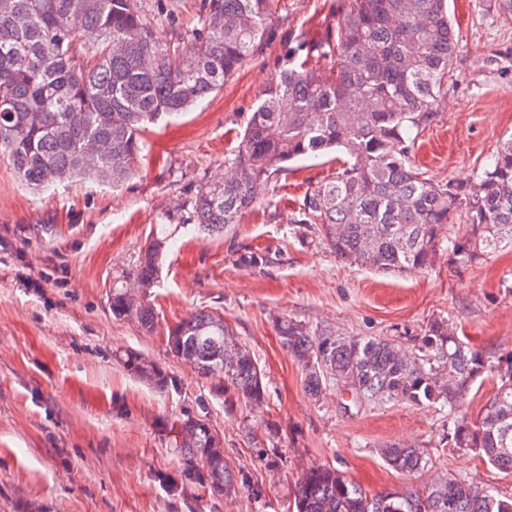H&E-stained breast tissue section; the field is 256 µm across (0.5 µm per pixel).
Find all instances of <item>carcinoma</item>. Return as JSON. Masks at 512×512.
I'll use <instances>...</instances> for the list:
<instances>
[{
    "mask_svg": "<svg viewBox=\"0 0 512 512\" xmlns=\"http://www.w3.org/2000/svg\"><path fill=\"white\" fill-rule=\"evenodd\" d=\"M272 0H205L193 48L157 36L158 17L141 0H0V159L35 190L60 185L59 175L120 186L135 171L149 126L177 117L223 89L269 34ZM459 51L448 0H344L336 28L301 41L288 68L274 74L224 178L204 183L192 202V224L222 233L260 197L270 177L299 158L342 151L331 179L306 193L298 223L316 228L343 263L385 273L432 267L448 230V260L457 269L482 263L512 244V136L465 182L416 168L417 136L436 121ZM465 232L453 233L457 221ZM167 239L141 250L133 295L112 291V313L156 329L148 299ZM283 347L301 365L308 394L330 384L351 404L405 403L448 411L452 445L512 470V356L492 363L437 319L412 347L396 339L342 336L292 319L276 322ZM167 350L193 360L198 376L218 381L224 407L264 405L263 374L224 316L200 310L167 328ZM133 376L165 388L158 363L117 355ZM490 374L493 396L474 418L461 414L477 378ZM197 417L166 425L167 445L181 461L164 477L168 493L199 486L228 499L248 482L212 443ZM397 472L428 469L423 453L404 443L380 448ZM296 512H512V496L464 478L438 479L423 492L371 494L331 467L306 471Z\"/></svg>",
    "mask_w": 512,
    "mask_h": 512,
    "instance_id": "cac0c4a2",
    "label": "carcinoma"
}]
</instances>
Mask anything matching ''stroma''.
Instances as JSON below:
<instances>
[{"mask_svg":"<svg viewBox=\"0 0 512 512\" xmlns=\"http://www.w3.org/2000/svg\"><path fill=\"white\" fill-rule=\"evenodd\" d=\"M341 4L273 0L263 49L223 90L150 127L146 158L120 187L75 181L42 195L0 160V512H294L301 475L324 466L371 493L420 490L450 476L512 495V471L451 448L453 426L436 409L388 403L351 415L341 407L347 393L332 385L312 399L275 330L285 316L410 344L445 318L490 360L511 356L512 246L459 271L443 253L428 270L402 276L338 261L294 221L305 192L335 174L332 154L288 163L222 234L186 224L197 189L223 174L289 46L300 36L320 40ZM448 8L460 52L439 116L411 159L429 175L462 180L512 132V22L497 17L494 0H448ZM162 231L182 246L159 260L150 296L158 328L148 333L113 316L111 294ZM253 252L268 264L248 265ZM201 309L223 314L263 372L266 403L256 420L277 431V467H259L241 410L225 411L214 381L166 351L167 327ZM124 350L158 362L172 386L134 378L114 357ZM187 415L207 419L228 463L259 471L258 483L228 500L199 488L167 494L162 480L179 460L162 427ZM388 442L420 448L432 468L420 477L396 472L379 454Z\"/></svg>","mask_w":512,"mask_h":512,"instance_id":"35a3bbf8","label":"stroma"}]
</instances>
